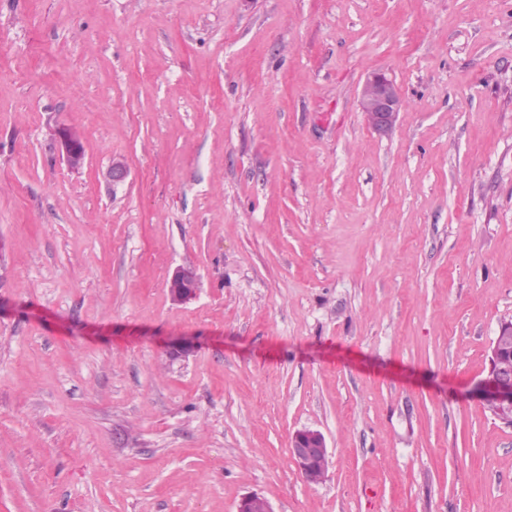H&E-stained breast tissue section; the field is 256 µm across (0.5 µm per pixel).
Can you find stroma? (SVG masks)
<instances>
[{
	"instance_id": "stroma-1",
	"label": "stroma",
	"mask_w": 512,
	"mask_h": 512,
	"mask_svg": "<svg viewBox=\"0 0 512 512\" xmlns=\"http://www.w3.org/2000/svg\"><path fill=\"white\" fill-rule=\"evenodd\" d=\"M510 319L512 0H0V512H512ZM404 105L398 86L385 72L370 74L360 87L359 110L379 133L387 134L395 128ZM56 135L67 166L72 170L81 169L85 164L86 152L80 137L65 127H59ZM172 299L177 303H187L194 299L198 291V276L193 269L177 267L169 281ZM511 334L510 321L502 322L491 345L489 377L476 387L481 400L491 408L488 409L506 423H512V368L502 367L500 361ZM290 455L297 470L307 479L316 462L328 460L325 437L318 430L305 428L295 431L291 437Z\"/></svg>"
}]
</instances>
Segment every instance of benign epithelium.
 I'll use <instances>...</instances> for the list:
<instances>
[{
	"mask_svg": "<svg viewBox=\"0 0 512 512\" xmlns=\"http://www.w3.org/2000/svg\"><path fill=\"white\" fill-rule=\"evenodd\" d=\"M404 105L395 81L384 72L370 74L360 87L359 110L379 133L387 134L395 128ZM56 135L67 166L72 170L81 169L86 152L80 137L65 127L58 128ZM169 290L175 302L191 301L198 291L196 272L188 267L176 268L169 281ZM511 338L512 323L504 321L491 345L489 377L476 387L481 400L506 423H512V368L501 366L500 361L506 354V341ZM290 455L301 475H310L316 462L328 460L325 437L318 430L305 428L295 431L291 437Z\"/></svg>",
	"mask_w": 512,
	"mask_h": 512,
	"instance_id": "benign-epithelium-1",
	"label": "benign epithelium"
}]
</instances>
